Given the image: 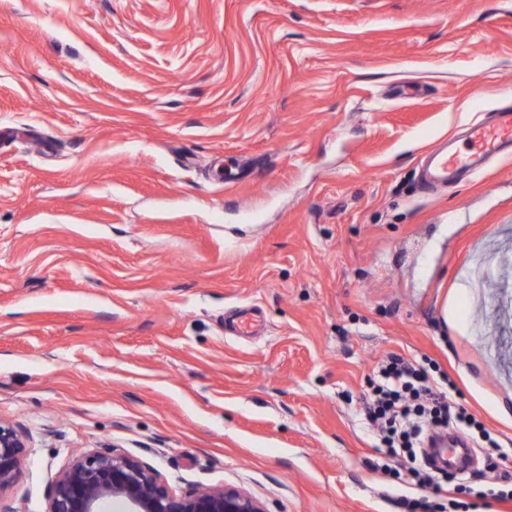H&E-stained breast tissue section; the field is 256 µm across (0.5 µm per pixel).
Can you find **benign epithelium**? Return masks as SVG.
I'll return each instance as SVG.
<instances>
[{
    "label": "benign epithelium",
    "instance_id": "7a95c632",
    "mask_svg": "<svg viewBox=\"0 0 512 512\" xmlns=\"http://www.w3.org/2000/svg\"><path fill=\"white\" fill-rule=\"evenodd\" d=\"M29 437L0 420V512H19L8 494L19 483ZM47 512H267L264 504L232 486L190 487L175 492L149 463L105 446L81 452L58 471L48 490Z\"/></svg>",
    "mask_w": 512,
    "mask_h": 512
}]
</instances>
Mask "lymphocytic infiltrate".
<instances>
[{"label":"lymphocytic infiltrate","instance_id":"obj_1","mask_svg":"<svg viewBox=\"0 0 512 512\" xmlns=\"http://www.w3.org/2000/svg\"><path fill=\"white\" fill-rule=\"evenodd\" d=\"M454 380H436L403 355L389 353L376 367V378L363 401L364 419L386 447L393 465L386 473L395 483L470 490L468 474L436 466L427 450L435 435L450 427H468L473 418L457 402Z\"/></svg>","mask_w":512,"mask_h":512}]
</instances>
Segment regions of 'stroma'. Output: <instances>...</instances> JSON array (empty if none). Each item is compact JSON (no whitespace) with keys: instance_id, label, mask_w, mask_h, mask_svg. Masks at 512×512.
I'll return each instance as SVG.
<instances>
[{"instance_id":"1","label":"stroma","mask_w":512,"mask_h":512,"mask_svg":"<svg viewBox=\"0 0 512 512\" xmlns=\"http://www.w3.org/2000/svg\"><path fill=\"white\" fill-rule=\"evenodd\" d=\"M508 95L512 0H0L15 506L114 445L267 512L432 510L373 465L391 352L512 448V158L432 194L418 168Z\"/></svg>"}]
</instances>
